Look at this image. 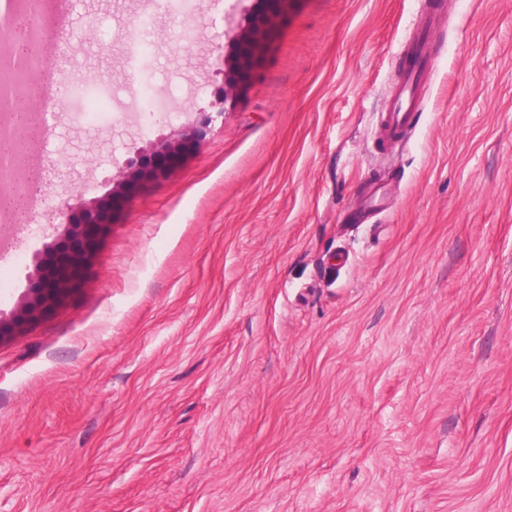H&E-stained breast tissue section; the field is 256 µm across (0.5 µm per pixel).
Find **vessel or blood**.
<instances>
[{"label": "vessel or blood", "instance_id": "1", "mask_svg": "<svg viewBox=\"0 0 512 512\" xmlns=\"http://www.w3.org/2000/svg\"><path fill=\"white\" fill-rule=\"evenodd\" d=\"M427 27H420L412 44L413 61L402 71L397 84L392 88L377 138L383 142L401 139L415 119V113L425 95L424 75L432 63L427 47Z\"/></svg>", "mask_w": 512, "mask_h": 512}]
</instances>
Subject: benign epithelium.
Wrapping results in <instances>:
<instances>
[{
    "label": "benign epithelium",
    "mask_w": 512,
    "mask_h": 512,
    "mask_svg": "<svg viewBox=\"0 0 512 512\" xmlns=\"http://www.w3.org/2000/svg\"><path fill=\"white\" fill-rule=\"evenodd\" d=\"M290 0H258L242 28L229 27L225 35L232 44L230 55L222 58L224 93L209 103L210 112L195 121L151 140L136 156L126 160L120 174L112 178V187L101 196L78 198L61 221V230L35 261L29 286L9 315H0V339L14 336L41 321L78 283L84 264L92 256L99 240L112 224L123 202L144 185L173 175L204 141L211 122L224 117L227 106L234 105L246 91L255 73L271 51L279 24ZM20 13L19 0H5L0 10V44L11 41L13 24ZM41 65L32 49L5 64L3 71L13 80L0 84V140L16 146L21 129L33 130L13 122L21 100L40 99L37 84L25 81ZM18 167L14 152L0 154V175L11 184L13 199H18V184L12 177Z\"/></svg>",
    "instance_id": "7a95c632"
}]
</instances>
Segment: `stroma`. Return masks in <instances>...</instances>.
<instances>
[{"mask_svg": "<svg viewBox=\"0 0 512 512\" xmlns=\"http://www.w3.org/2000/svg\"><path fill=\"white\" fill-rule=\"evenodd\" d=\"M429 0H291L244 98L0 342V512H512V0H440L405 144L375 129ZM255 0H65L47 185L0 312L78 197L224 89ZM150 16L147 56L127 35ZM167 99L146 114L145 90Z\"/></svg>", "mask_w": 512, "mask_h": 512, "instance_id": "35a3bbf8", "label": "stroma"}]
</instances>
